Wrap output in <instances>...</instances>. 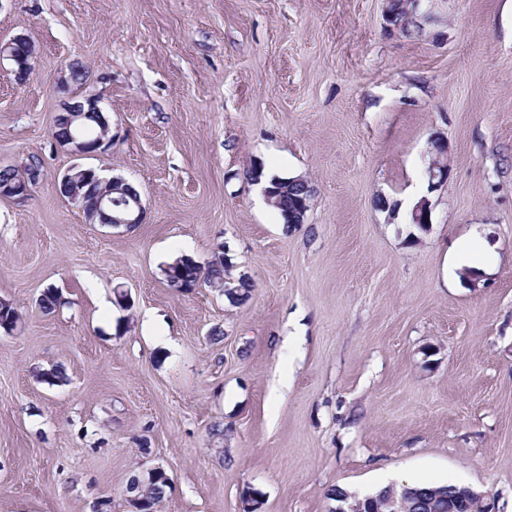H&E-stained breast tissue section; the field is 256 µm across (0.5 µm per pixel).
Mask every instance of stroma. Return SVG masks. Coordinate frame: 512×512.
Returning <instances> with one entry per match:
<instances>
[{
	"label": "stroma",
	"mask_w": 512,
	"mask_h": 512,
	"mask_svg": "<svg viewBox=\"0 0 512 512\" xmlns=\"http://www.w3.org/2000/svg\"><path fill=\"white\" fill-rule=\"evenodd\" d=\"M0 0V512H331L330 489L469 485L512 512V0ZM90 69L112 144L85 163L135 183L132 228L89 223L52 139ZM448 179L430 187L432 142ZM306 178L303 223L250 181ZM430 205L426 232L411 210ZM489 243L491 274L445 279ZM224 249L249 297L170 288L178 256ZM57 288L45 313L38 299ZM60 371L47 383L42 373ZM22 44L26 47L23 55L17 53L16 47ZM36 47L30 43L29 38L18 35L8 41H0V62L2 59L10 61L13 71L19 81H24L32 73L36 60ZM25 172L20 171L19 168L14 166H1L0 167V179L5 181L8 179H14L22 177ZM41 177L40 167H34L29 174H25L23 178L7 182L5 184L0 182V196L3 198H14L16 200L25 199L31 190V187L35 185Z\"/></svg>",
	"instance_id": "1"
}]
</instances>
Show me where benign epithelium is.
<instances>
[{
  "label": "benign epithelium",
  "instance_id": "benign-epithelium-1",
  "mask_svg": "<svg viewBox=\"0 0 512 512\" xmlns=\"http://www.w3.org/2000/svg\"><path fill=\"white\" fill-rule=\"evenodd\" d=\"M418 2L419 0H389V15L410 16L416 13ZM2 59L10 61L17 79L24 81L34 69L36 47L24 35L15 36L8 41H0V60ZM70 80V70L67 69L62 72L59 81L63 87L71 90V101L64 104L60 110V116L64 118L67 126H73L78 130L82 126L81 120L85 113H100L102 108L97 98L85 94L81 90L71 89ZM100 124V134L96 138L98 148L96 149L92 148L91 143L84 141L79 134L73 132L66 136L56 137L54 141L59 147L77 157L94 156L110 146L112 141L111 125L108 119H102ZM435 151L436 157L428 168V176L429 180L440 183L447 178L446 166L441 161L445 147L437 142ZM91 176L95 177L96 183L99 184V191L97 207L95 212L89 216V223L98 222L112 227L121 225L132 227L143 222L145 209L141 197L138 194L130 195L126 192V179L122 177L102 178L96 175L94 168L73 164L62 174L61 180L74 186L75 191L78 192ZM40 177L41 169L35 167L19 180L5 184L0 182V196L22 200L29 195L31 187L39 181ZM288 185L301 188V193H303V197L300 198L299 211L291 215L293 222L301 224L304 222L309 207L310 196L306 195L309 184L304 178L296 177L288 180ZM388 489V499L385 501V508L388 509V512H408V486L404 484L390 485ZM444 501L448 502V512H473V503L475 502L481 504L483 512H490L487 505L484 504V497L481 493L471 487L459 485L430 490L427 496L422 498L421 505L431 512H440L441 504ZM375 505L376 496L365 495L353 503L346 500L341 501L336 512H376Z\"/></svg>",
  "mask_w": 512,
  "mask_h": 512
}]
</instances>
